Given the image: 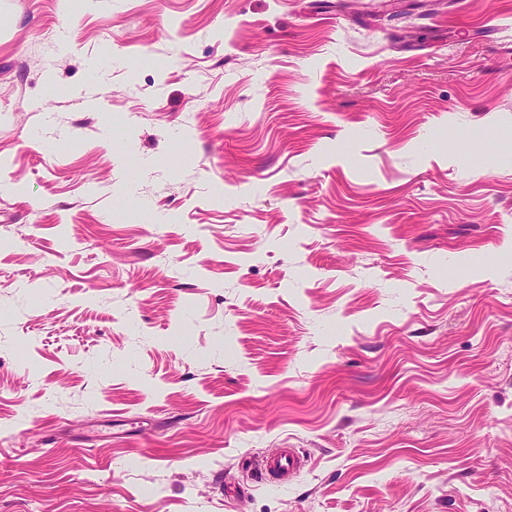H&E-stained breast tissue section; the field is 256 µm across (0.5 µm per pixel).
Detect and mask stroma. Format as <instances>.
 <instances>
[{"mask_svg":"<svg viewBox=\"0 0 512 512\" xmlns=\"http://www.w3.org/2000/svg\"><path fill=\"white\" fill-rule=\"evenodd\" d=\"M337 2L0 0V512H512V0ZM301 468V460L294 448H288L281 454L263 458L259 462V469L271 485L288 482L290 477L296 475Z\"/></svg>","mask_w":512,"mask_h":512,"instance_id":"1","label":"stroma"}]
</instances>
